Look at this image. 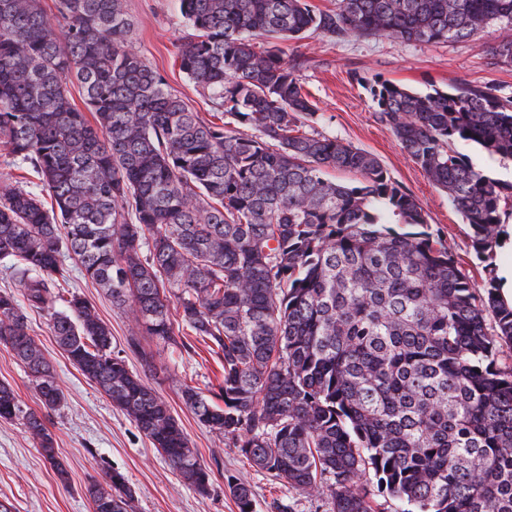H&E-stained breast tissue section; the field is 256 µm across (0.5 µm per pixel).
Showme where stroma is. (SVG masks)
I'll list each match as a JSON object with an SVG mask.
<instances>
[{"label":"stroma","instance_id":"obj_1","mask_svg":"<svg viewBox=\"0 0 512 512\" xmlns=\"http://www.w3.org/2000/svg\"><path fill=\"white\" fill-rule=\"evenodd\" d=\"M133 22L134 48L167 80L172 93L189 110L208 115L212 107L193 81L178 68L176 46L187 31L178 0H125ZM506 30L491 24L468 39L447 43L407 42L384 36L330 39L311 35L284 42L282 48L316 114L312 125L322 135L375 155L393 181L422 205L429 230L446 241L455 259L475 281H483L484 264L471 247V229L451 205L447 192L431 182L381 125L370 94L374 78L394 81L416 92L449 88H491L512 101V66L498 64L490 48ZM69 291L91 299L112 330V350L169 405L199 458L211 472L206 494L182 481L136 425L88 380L58 347L46 313L28 311V323L64 391L63 405L43 408L30 377L12 352L0 345V383L8 384L18 402L40 412L55 440V460H48L21 421L0 419V501L13 512H93L88 486L108 473L124 475L134 501L133 512H239L229 484L247 482L253 512H329L330 497H307L289 490L267 473L251 467L222 435L198 423L185 406L180 386L202 395L216 391L221 378L216 360L204 345L173 348L152 336H140L128 308L111 300L81 274H73ZM152 355L143 363L130 350V336ZM62 463L65 477L54 465Z\"/></svg>","mask_w":512,"mask_h":512}]
</instances>
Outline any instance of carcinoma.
<instances>
[{
    "label": "carcinoma",
    "instance_id": "obj_1",
    "mask_svg": "<svg viewBox=\"0 0 512 512\" xmlns=\"http://www.w3.org/2000/svg\"><path fill=\"white\" fill-rule=\"evenodd\" d=\"M179 2L189 32L176 59L211 101L207 118L133 49L125 0H55L52 18L41 0H0V149L37 178L0 174V257L13 258L17 288L0 291V344L43 407H59L25 310L47 313L72 364L207 491L209 470L167 402L112 353L95 304L61 288L71 259L145 335L206 344L217 392L181 386L198 422L293 490H328L331 512H379L372 477L398 512H512V362H499L512 307L491 263L512 183L453 149L470 141L512 159V109L490 88H372L378 121L470 225L488 261L480 294L373 154L311 129L315 108L284 51L253 45L313 33L460 40L511 27L512 0ZM492 53L512 66V37ZM0 419L22 421L55 460L41 416L2 383ZM231 491L250 512V486ZM87 495L93 512H131L118 472Z\"/></svg>",
    "mask_w": 512,
    "mask_h": 512
}]
</instances>
